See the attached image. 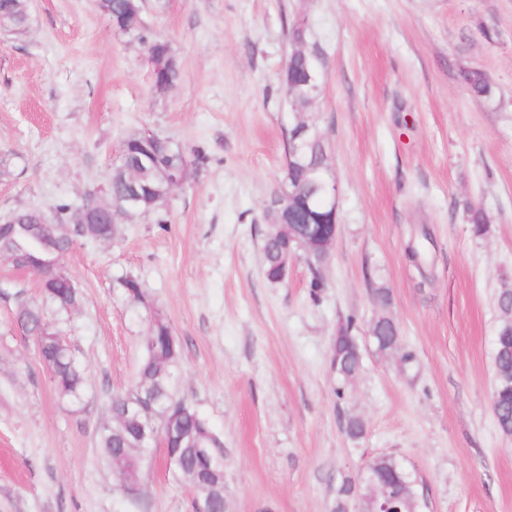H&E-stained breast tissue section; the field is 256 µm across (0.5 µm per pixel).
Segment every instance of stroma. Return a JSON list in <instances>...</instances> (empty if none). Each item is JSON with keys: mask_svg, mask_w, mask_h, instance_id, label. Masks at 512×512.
Listing matches in <instances>:
<instances>
[{"mask_svg": "<svg viewBox=\"0 0 512 512\" xmlns=\"http://www.w3.org/2000/svg\"><path fill=\"white\" fill-rule=\"evenodd\" d=\"M28 5L25 31L0 29V217L102 195L135 133L208 160L172 191L166 223L120 217L111 240L64 256L81 303L54 323L85 368L81 404L57 396L14 322L19 302H40L39 274L0 259V512H192L162 447L136 501L98 447L149 310L180 347L179 395L224 443L226 512H334L344 480L381 454L411 472L422 512H512V436L491 407L496 298L512 288V0H142L178 65L163 94L138 39L116 34L97 0ZM299 16L321 82L302 113L281 81ZM473 69L485 96L461 76ZM300 119L324 138L338 184L315 290L300 261L284 282L263 274L266 205ZM411 240L429 283L405 256ZM128 275L149 309L127 299ZM384 312L400 330L393 353L370 335ZM348 321L364 369L344 382L331 349ZM353 417L362 438L345 431Z\"/></svg>", "mask_w": 512, "mask_h": 512, "instance_id": "stroma-1", "label": "stroma"}]
</instances>
